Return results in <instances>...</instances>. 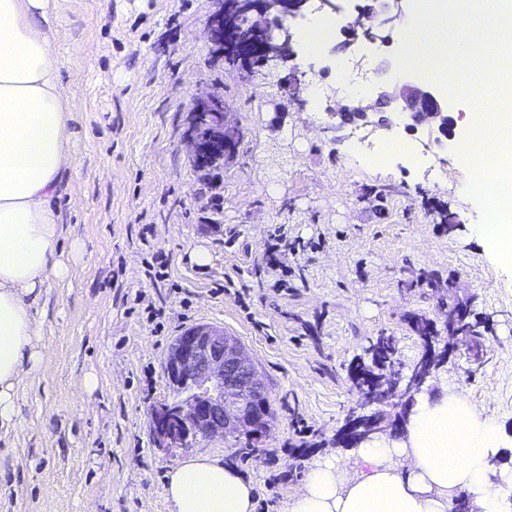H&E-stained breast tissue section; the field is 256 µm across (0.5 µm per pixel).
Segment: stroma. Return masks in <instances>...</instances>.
<instances>
[{"label":"stroma","instance_id":"obj_1","mask_svg":"<svg viewBox=\"0 0 512 512\" xmlns=\"http://www.w3.org/2000/svg\"><path fill=\"white\" fill-rule=\"evenodd\" d=\"M335 2L321 64L300 51L252 77L209 39L214 0H55L62 81L75 93L73 170L59 201L74 273L48 290L45 360L0 429V512H169L168 471L201 454L254 485L255 512H282L311 463L351 458L336 437L358 405L350 369L368 362L370 338L395 336L394 365L407 369L423 350L409 316L445 330L443 303L472 294L471 318L489 330L478 348L452 353L423 394L458 393L512 445V268L472 238L477 203L456 193L469 172L448 149L465 135L470 101L452 95L450 137L402 122L375 132L424 147L422 168L382 173L350 154L365 128L327 130L328 111L351 103L335 64L360 62L370 88L395 85L402 29L385 45L351 39L369 0ZM295 76L329 98L291 101ZM205 92L223 96L242 138L229 163L202 171L182 138ZM443 159L444 180L432 168ZM277 228L288 244L272 267ZM437 279L454 291L437 292ZM198 324L237 338L268 388L274 419L252 456L220 437L174 456L153 443L148 411L172 397L164 357Z\"/></svg>","mask_w":512,"mask_h":512}]
</instances>
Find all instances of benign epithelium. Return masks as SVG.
I'll return each mask as SVG.
<instances>
[{"instance_id":"benign-epithelium-1","label":"benign epithelium","mask_w":512,"mask_h":512,"mask_svg":"<svg viewBox=\"0 0 512 512\" xmlns=\"http://www.w3.org/2000/svg\"><path fill=\"white\" fill-rule=\"evenodd\" d=\"M215 10L208 25L211 42L224 45V0H214ZM354 24L349 27L353 38L364 36L376 40L371 22L379 29L392 27L402 16V0H371ZM309 0H288V10L281 14L278 25L271 26L266 0H252L240 17V24L261 38L284 42L286 51L264 50L260 66L267 67L295 55L294 34L286 22L300 16ZM376 105L396 116H405L412 125L428 124L438 131H448L451 102L433 85L422 79L408 78L392 88L377 92ZM208 113L207 123L184 135V142L194 162L205 169L212 162L227 159L232 154L239 129L227 111L224 98L205 94L196 98L192 113ZM331 120L357 121L364 125L388 130L392 122L378 118L368 107L358 105L350 112H330ZM448 343L443 348L429 347L424 355L427 362L441 361L469 341L455 328H448ZM163 373L174 396L158 402L150 409L153 442L159 450L174 453L187 450L200 438L222 437L228 432L244 433L262 438L271 425L266 385L245 349L224 329L208 324L193 326L171 343L163 362ZM431 375L411 380L399 374L393 378V389L374 402L362 399L359 410L350 416L346 428L339 434L343 445L358 444L387 429L386 419L379 411L365 413L376 404L384 405L393 398L403 399L411 392H420Z\"/></svg>"}]
</instances>
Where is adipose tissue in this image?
<instances>
[{"label":"adipose tissue","mask_w":512,"mask_h":512,"mask_svg":"<svg viewBox=\"0 0 512 512\" xmlns=\"http://www.w3.org/2000/svg\"><path fill=\"white\" fill-rule=\"evenodd\" d=\"M50 0H0V428L16 391L42 365L38 306L72 274L57 206L73 165V97L63 85ZM499 422L463 398L420 402L406 437L357 448L350 469L315 464L283 512H446L454 489L498 512L491 475L502 457ZM170 512H254L253 485L200 455L172 468Z\"/></svg>","instance_id":"ef3b65f1"}]
</instances>
